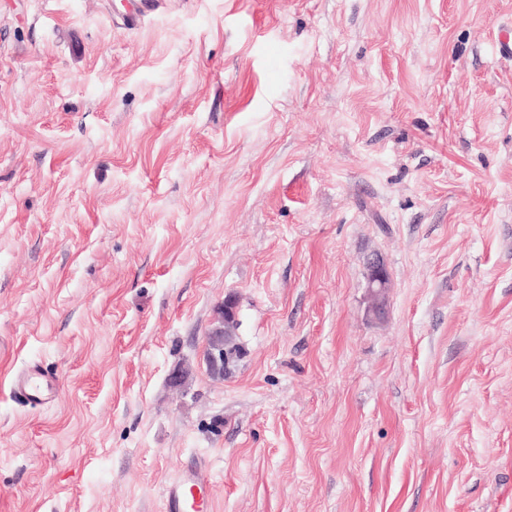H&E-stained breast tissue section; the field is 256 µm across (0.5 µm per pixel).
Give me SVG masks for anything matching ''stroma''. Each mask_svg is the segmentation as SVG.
I'll return each mask as SVG.
<instances>
[{"label": "stroma", "instance_id": "1", "mask_svg": "<svg viewBox=\"0 0 512 512\" xmlns=\"http://www.w3.org/2000/svg\"><path fill=\"white\" fill-rule=\"evenodd\" d=\"M130 7L0 0V512H512V0ZM388 282V274L383 264L379 260L371 262L368 288L371 293V310L377 315L382 314L385 310ZM237 310V295L232 292L227 293L224 297V305L217 313V323L207 336L206 362L209 373L213 377L224 378V373L229 366L245 354L244 349L232 340L237 326ZM12 386L24 400L45 404L54 398L58 384L56 379L50 377L41 368L34 366L17 374L12 381ZM211 497V478L204 467L182 469L164 487V511L203 512Z\"/></svg>", "mask_w": 512, "mask_h": 512}]
</instances>
